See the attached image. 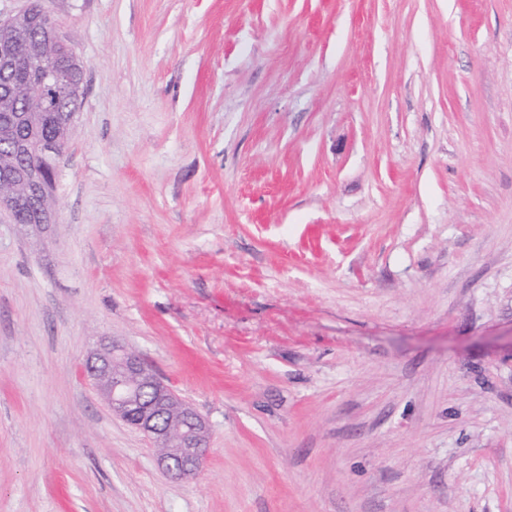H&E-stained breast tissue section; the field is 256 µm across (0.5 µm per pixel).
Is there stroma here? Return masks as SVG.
<instances>
[{
  "mask_svg": "<svg viewBox=\"0 0 512 512\" xmlns=\"http://www.w3.org/2000/svg\"><path fill=\"white\" fill-rule=\"evenodd\" d=\"M40 5L86 74L54 224L0 214V512H512V0ZM85 372L109 408L152 443L164 473L174 480L195 478L208 448V422L180 400L135 353L122 346H103L91 353ZM172 432L177 435L164 443ZM161 443V444H157Z\"/></svg>",
  "mask_w": 512,
  "mask_h": 512,
  "instance_id": "1",
  "label": "stroma"
}]
</instances>
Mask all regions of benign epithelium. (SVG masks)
Segmentation results:
<instances>
[{
  "mask_svg": "<svg viewBox=\"0 0 512 512\" xmlns=\"http://www.w3.org/2000/svg\"><path fill=\"white\" fill-rule=\"evenodd\" d=\"M16 58L14 43L1 41L0 65L8 70ZM79 68L77 61L58 54L35 60L27 83L31 94L40 101L41 111H57V104L64 97L75 101L80 98L81 84L71 76V72ZM76 117L77 113H71L69 122L59 130L53 129L37 139L9 136L15 165L0 174V182H20L26 192L22 195L0 193L1 213L12 215L22 207L42 202L44 169L41 161L56 160L63 155ZM85 372L109 408L123 421L155 444L168 441V447L159 453V464L169 478L188 480L198 475L208 448L209 424L165 387L139 356L119 345H106L87 357Z\"/></svg>",
  "mask_w": 512,
  "mask_h": 512,
  "instance_id": "1",
  "label": "benign epithelium"
}]
</instances>
